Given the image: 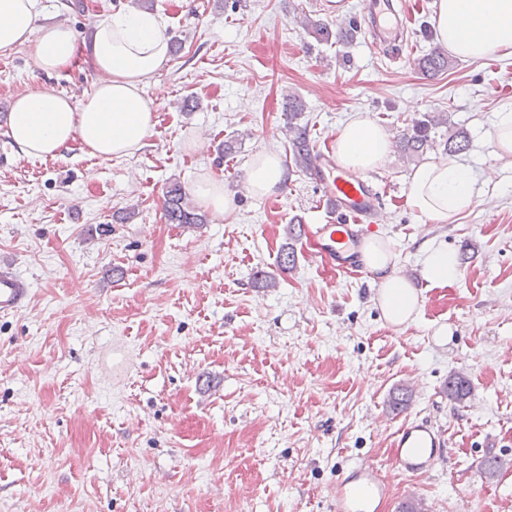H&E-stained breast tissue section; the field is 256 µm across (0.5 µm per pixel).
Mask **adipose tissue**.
<instances>
[{
	"label": "adipose tissue",
	"mask_w": 512,
	"mask_h": 512,
	"mask_svg": "<svg viewBox=\"0 0 512 512\" xmlns=\"http://www.w3.org/2000/svg\"><path fill=\"white\" fill-rule=\"evenodd\" d=\"M434 35L449 53L475 61L491 50L512 55V0H434ZM40 0H0V55L23 53L50 73L70 66L78 50L72 30L44 24ZM96 71L93 92L75 100L50 88L15 96L9 135L21 156L54 158L72 145L109 160L135 153L155 125L157 97L147 89L170 61L166 24L154 13L119 11L98 21L88 41ZM391 154L389 133L377 123L352 118L336 139V161L358 171L385 166ZM289 178L282 157L257 156L248 169L247 190L265 196ZM475 182L468 169L453 161L429 158L413 171L406 202L420 215L445 224L470 206ZM422 273L428 284L443 287L459 276L457 259L433 240L421 245ZM365 267L378 278L377 300L393 325L412 321L421 294L402 275L389 242L367 240Z\"/></svg>",
	"instance_id": "1"
}]
</instances>
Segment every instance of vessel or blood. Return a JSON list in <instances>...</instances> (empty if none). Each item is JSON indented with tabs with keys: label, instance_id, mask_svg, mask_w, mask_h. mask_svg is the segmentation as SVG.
Segmentation results:
<instances>
[{
	"label": "vessel or blood",
	"instance_id": "obj_1",
	"mask_svg": "<svg viewBox=\"0 0 512 512\" xmlns=\"http://www.w3.org/2000/svg\"><path fill=\"white\" fill-rule=\"evenodd\" d=\"M365 24L375 50L384 51L402 42L409 14L395 10L391 0H367ZM330 216L315 227L318 252L337 268L364 273L359 247L369 231L363 223L374 210L377 197L368 180L339 168L333 155H325L314 176ZM30 284L11 266H0V313L17 312L30 295ZM445 445L443 433L430 421L403 424L392 443V463L402 473L432 471ZM389 488L380 469L370 462L354 464L336 483V512H380Z\"/></svg>",
	"mask_w": 512,
	"mask_h": 512
}]
</instances>
